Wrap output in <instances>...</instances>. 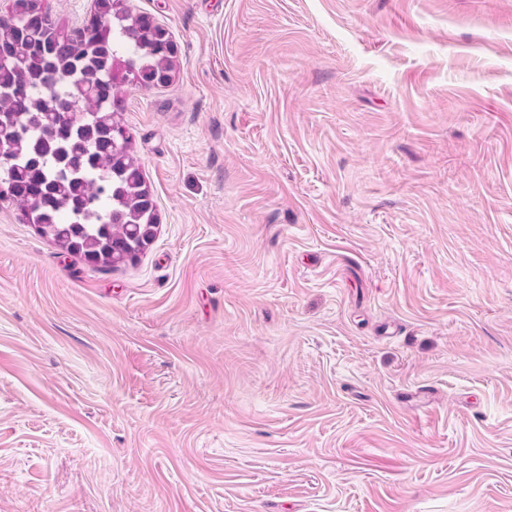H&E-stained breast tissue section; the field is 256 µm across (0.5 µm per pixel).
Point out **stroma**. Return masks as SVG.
<instances>
[{"instance_id":"1","label":"stroma","mask_w":512,"mask_h":512,"mask_svg":"<svg viewBox=\"0 0 512 512\" xmlns=\"http://www.w3.org/2000/svg\"><path fill=\"white\" fill-rule=\"evenodd\" d=\"M130 265L0 208V512H512V0H126Z\"/></svg>"}]
</instances>
